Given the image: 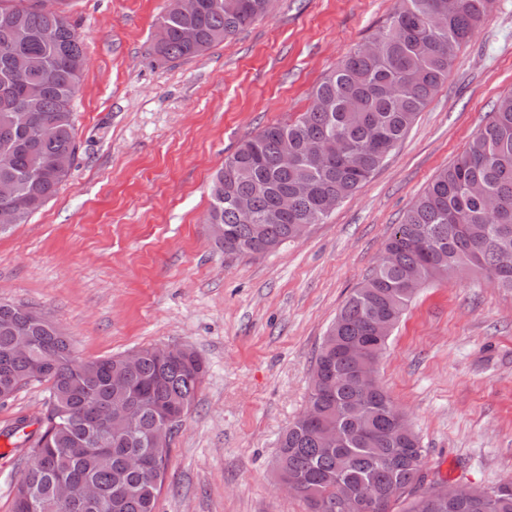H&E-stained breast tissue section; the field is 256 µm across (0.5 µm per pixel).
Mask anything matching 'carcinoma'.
I'll return each mask as SVG.
<instances>
[{"instance_id":"carcinoma-1","label":"carcinoma","mask_w":512,"mask_h":512,"mask_svg":"<svg viewBox=\"0 0 512 512\" xmlns=\"http://www.w3.org/2000/svg\"><path fill=\"white\" fill-rule=\"evenodd\" d=\"M270 0H198L190 14L167 8L154 46L166 61L202 55L251 25ZM64 0H0V183L41 210L69 172L48 161L76 153L74 97L86 49L65 16ZM492 0H399L387 24L348 52L313 92L296 120L265 127L224 160L209 187L206 224L227 255H262L303 236L326 217L320 205L351 197L397 147L416 116L448 79L457 51L488 15ZM195 32V40L183 31ZM288 163H283V159ZM288 196V210L278 202ZM250 203V214L235 206ZM464 269L485 273L512 292V93L497 99L490 121L468 148L438 172L395 225L384 254L345 301L314 361L307 413L279 439L278 461L298 484L310 512H343L348 492L372 497L361 512H512V478L459 493L425 486L418 435L382 387L359 392L352 353H383L422 285ZM26 337L31 348L17 350ZM202 360L188 348L162 356L141 349L79 361L56 325L32 306L0 301V399L31 381L49 383L43 432L16 485L13 512H155L170 446L152 441L172 409L190 410ZM125 380L115 388L112 379ZM112 408L97 426L92 411ZM344 444L332 448L328 429ZM139 458L143 465L132 460ZM71 488L57 501L58 480ZM99 495L88 499L84 484Z\"/></svg>"}]
</instances>
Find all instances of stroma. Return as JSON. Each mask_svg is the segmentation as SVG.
<instances>
[{
	"mask_svg": "<svg viewBox=\"0 0 512 512\" xmlns=\"http://www.w3.org/2000/svg\"><path fill=\"white\" fill-rule=\"evenodd\" d=\"M168 0H65L88 66L77 156L58 194L0 232V297L42 312L92 361L193 348L204 375L172 438L156 512H309L279 485L278 438L305 410L315 356L395 224L512 92V0L459 50L407 136L355 195L277 250L228 256L208 186L263 127L296 119L398 0H271L204 55L153 53ZM424 450L429 480L486 490L512 477V294L470 271L420 289L378 368ZM32 381L0 401V512L47 412Z\"/></svg>",
	"mask_w": 512,
	"mask_h": 512,
	"instance_id": "35a3bbf8",
	"label": "stroma"
}]
</instances>
